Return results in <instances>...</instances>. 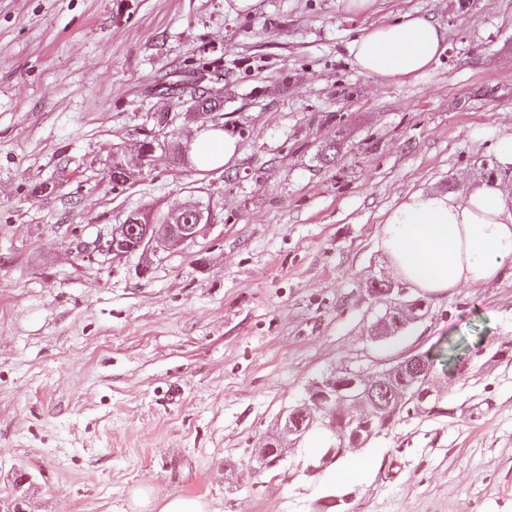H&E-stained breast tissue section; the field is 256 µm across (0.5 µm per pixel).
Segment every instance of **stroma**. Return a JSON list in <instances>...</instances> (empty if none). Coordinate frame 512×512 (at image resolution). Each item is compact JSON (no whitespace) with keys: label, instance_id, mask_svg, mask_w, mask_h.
<instances>
[{"label":"stroma","instance_id":"1","mask_svg":"<svg viewBox=\"0 0 512 512\" xmlns=\"http://www.w3.org/2000/svg\"><path fill=\"white\" fill-rule=\"evenodd\" d=\"M428 12L448 48L415 79L374 82L347 43ZM224 88L239 141L216 169L156 156L113 185L112 156L155 117L191 147L167 87L198 70ZM512 131V0H0V498L35 476L26 512H131L135 489L214 512H512V269L485 288L421 295L422 319L376 339L399 283L383 222L407 195L454 194L494 168ZM338 142L333 161L321 148ZM211 198L208 239L120 262L77 238L133 210ZM433 362L444 410L402 419L331 474L300 443L256 448L330 372ZM346 481L332 473L356 464Z\"/></svg>","mask_w":512,"mask_h":512}]
</instances>
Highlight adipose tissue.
I'll return each mask as SVG.
<instances>
[{"label": "adipose tissue", "mask_w": 512, "mask_h": 512, "mask_svg": "<svg viewBox=\"0 0 512 512\" xmlns=\"http://www.w3.org/2000/svg\"><path fill=\"white\" fill-rule=\"evenodd\" d=\"M446 29L426 14L404 13L372 24L347 45L358 70L377 82L417 77L431 69L447 47ZM235 138L219 131L197 132L192 158L197 165L228 163ZM383 247L409 287L444 294L486 286L512 262V186L470 177L463 193L421 189L387 216ZM138 512H210L206 501L183 495H132Z\"/></svg>", "instance_id": "1"}]
</instances>
